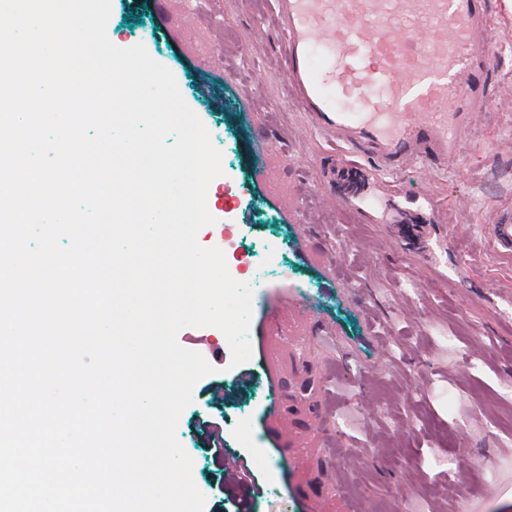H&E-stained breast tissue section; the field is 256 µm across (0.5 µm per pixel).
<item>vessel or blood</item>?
<instances>
[{
	"instance_id": "obj_1",
	"label": "vessel or blood",
	"mask_w": 512,
	"mask_h": 512,
	"mask_svg": "<svg viewBox=\"0 0 512 512\" xmlns=\"http://www.w3.org/2000/svg\"><path fill=\"white\" fill-rule=\"evenodd\" d=\"M284 80L369 177L447 163L492 92L487 0H274Z\"/></svg>"
}]
</instances>
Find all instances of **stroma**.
<instances>
[{"label":"stroma","mask_w":512,"mask_h":512,"mask_svg":"<svg viewBox=\"0 0 512 512\" xmlns=\"http://www.w3.org/2000/svg\"><path fill=\"white\" fill-rule=\"evenodd\" d=\"M220 3L221 29L163 49L154 9L111 0L107 24L172 71L221 151L207 204L234 230L230 275L256 280L251 379L206 375L177 428L204 512H227L211 421L264 489L252 512H512V257L480 230L512 221V0H487L494 96L459 155L346 200L278 75L269 0ZM214 56L222 72L198 67Z\"/></svg>","instance_id":"stroma-1"}]
</instances>
